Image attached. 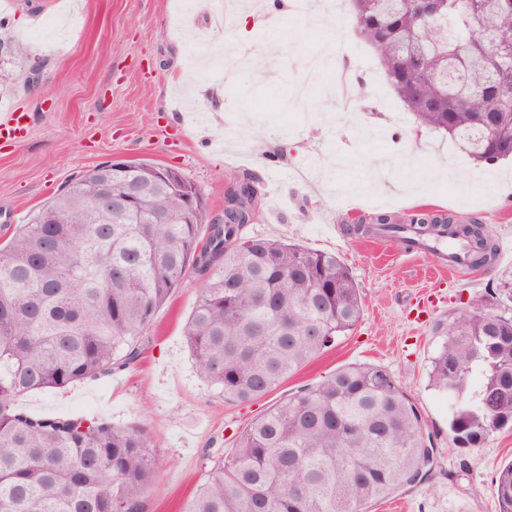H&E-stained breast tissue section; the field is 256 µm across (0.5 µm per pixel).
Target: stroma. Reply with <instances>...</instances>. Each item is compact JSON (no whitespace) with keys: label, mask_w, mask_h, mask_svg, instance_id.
I'll list each match as a JSON object with an SVG mask.
<instances>
[{"label":"stroma","mask_w":512,"mask_h":512,"mask_svg":"<svg viewBox=\"0 0 512 512\" xmlns=\"http://www.w3.org/2000/svg\"><path fill=\"white\" fill-rule=\"evenodd\" d=\"M11 0L0 9V113L27 112L0 145V242L80 171L108 161L179 170L224 219L235 182L257 189L245 236L294 241L338 255L363 296L357 327L263 397L224 400L190 359L184 324L202 279L187 272L139 339L141 355L110 375L17 400L32 414H100L141 431L159 461L147 512H181L214 461L251 420L350 363L389 370L434 443L426 478L366 512H496L493 478L512 460V433L460 449L448 435L453 400L429 384L441 330L484 297L512 316L502 283L512 257L453 276L440 256H404L394 241L355 233L379 213L424 209L484 224L512 242V160L485 170L447 136L420 127L355 32L348 0H309L330 12L313 26L283 0ZM243 38L257 65L224 68ZM24 43L27 55L14 46ZM41 77L30 85L32 67ZM184 73L182 84L171 83ZM357 88L361 103L345 91Z\"/></svg>","instance_id":"35a3bbf8"}]
</instances>
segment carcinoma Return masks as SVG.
I'll use <instances>...</instances> for the list:
<instances>
[{"label":"carcinoma","mask_w":512,"mask_h":512,"mask_svg":"<svg viewBox=\"0 0 512 512\" xmlns=\"http://www.w3.org/2000/svg\"><path fill=\"white\" fill-rule=\"evenodd\" d=\"M358 35L418 125L447 135L479 165L512 157V0H442L423 21L401 0H351ZM106 162L77 175L0 246V512H145L158 470L148 439L100 415H31L19 397L109 375L134 362L141 329L190 269L204 286L185 325L199 375L224 399L256 400L354 330L361 289L334 253L246 237L243 203L224 223L181 218L191 182L171 168ZM147 186L144 209L96 203ZM73 207L66 224L56 213ZM439 227L475 243L472 266L496 258L480 224L379 214L373 230ZM442 330L431 386L454 400L448 433L479 448L512 431V317L475 297ZM429 448L415 405L393 376L348 364L255 418L214 464L184 512H348L421 481ZM512 512V461L494 477Z\"/></svg>","instance_id":"cac0c4a2"}]
</instances>
